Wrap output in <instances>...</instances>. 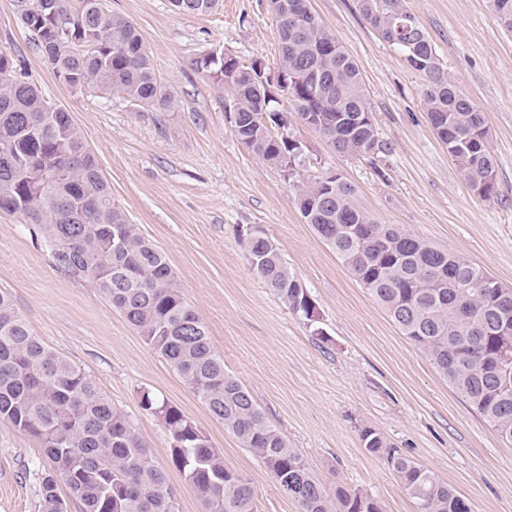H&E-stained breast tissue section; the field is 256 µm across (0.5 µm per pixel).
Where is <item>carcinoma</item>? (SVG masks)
Here are the masks:
<instances>
[{"mask_svg": "<svg viewBox=\"0 0 512 512\" xmlns=\"http://www.w3.org/2000/svg\"><path fill=\"white\" fill-rule=\"evenodd\" d=\"M21 21L55 76L76 91L119 93L141 109L168 102L165 86L139 31L108 12L103 0H16ZM219 0H171L180 13L207 14ZM268 0L277 22L278 70L305 76L269 99L252 66L224 56L196 61L220 93L231 95L237 140L296 183L300 211L320 239L385 311L400 332L512 446V289L480 265L440 250L397 224H378L353 202L355 188L336 176L300 179L302 144L276 134L281 109L317 131L333 149L353 157L384 151L356 61L298 5ZM364 20L429 83L424 104L431 125L462 179H487L495 162L485 113L444 72L435 48L405 0H357ZM493 16L512 29V0H491ZM405 15L410 27L393 20ZM0 212L33 225L57 269L88 279L143 342L191 388L269 471L299 512H383L368 494L330 491L303 456L270 424L251 393L224 370L208 330L184 300L163 253L140 235L112 191L72 116L45 98L25 69L0 49ZM252 270L296 317L314 324V304L268 234L242 240ZM141 408L167 430L173 464L197 491L203 512H257L255 490L224 464L206 433L178 407L149 391ZM0 420L38 438L50 462L28 469L41 512H64L57 492L65 481L82 512H178L166 474L129 416L112 404L81 368L45 346L0 293ZM361 441L379 453L384 437L365 427ZM397 481L417 512H473L470 501L434 471L395 452L387 454Z\"/></svg>", "mask_w": 512, "mask_h": 512, "instance_id": "carcinoma-1", "label": "carcinoma"}]
</instances>
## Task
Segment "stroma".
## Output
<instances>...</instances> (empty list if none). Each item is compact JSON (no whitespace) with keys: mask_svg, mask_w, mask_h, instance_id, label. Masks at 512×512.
Here are the masks:
<instances>
[{"mask_svg":"<svg viewBox=\"0 0 512 512\" xmlns=\"http://www.w3.org/2000/svg\"><path fill=\"white\" fill-rule=\"evenodd\" d=\"M132 22L171 95L148 112L120 94L63 85L21 24L15 0H0V49L18 59L44 96L70 112L95 154L112 199L166 256L211 344L327 488L370 494L384 512H416L386 461L368 452L362 428L466 496L474 512H512V446L402 335L301 216L284 172L234 136L225 96L196 68L209 53L273 64L279 39L266 0H219L186 15L170 0H104ZM445 72L483 112L496 184L482 198L460 177L423 106L425 75L363 19L356 0H310L320 23L356 60L384 151L342 155L317 132L288 133L305 154L304 174L333 170L354 203L378 223L399 224L460 254L512 287V31L489 0H406ZM263 227L319 312L316 326L292 315L250 268L241 237ZM0 292L54 352L84 369L124 410L167 475L179 512H203L172 464L162 423L139 406L151 391L208 436L225 464L252 483L258 512H298L269 471L224 429L179 375L114 311L98 289L57 269L37 234L0 213ZM44 458L37 438L0 420V512H39L24 466Z\"/></svg>","mask_w":512,"mask_h":512,"instance_id":"1","label":"stroma"}]
</instances>
